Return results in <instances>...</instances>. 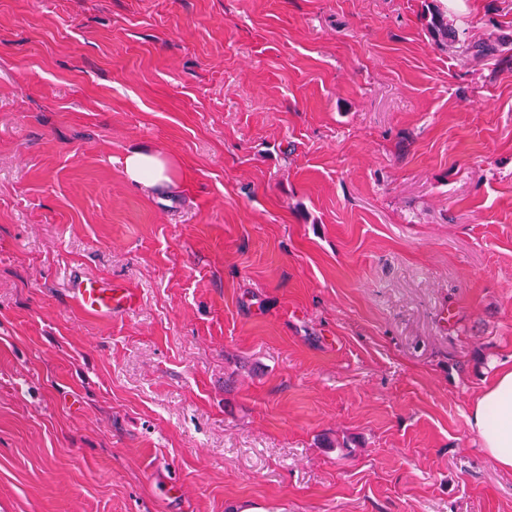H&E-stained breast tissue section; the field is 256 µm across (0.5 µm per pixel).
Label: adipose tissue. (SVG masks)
Segmentation results:
<instances>
[{
    "instance_id": "1",
    "label": "adipose tissue",
    "mask_w": 512,
    "mask_h": 512,
    "mask_svg": "<svg viewBox=\"0 0 512 512\" xmlns=\"http://www.w3.org/2000/svg\"><path fill=\"white\" fill-rule=\"evenodd\" d=\"M125 178L151 188L171 183L173 168L162 154L134 150L123 159ZM470 426L486 456L500 469L512 471V367L497 370L470 410Z\"/></svg>"
}]
</instances>
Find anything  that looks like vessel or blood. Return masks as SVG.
Listing matches in <instances>:
<instances>
[{
  "label": "vessel or blood",
  "mask_w": 512,
  "mask_h": 512,
  "mask_svg": "<svg viewBox=\"0 0 512 512\" xmlns=\"http://www.w3.org/2000/svg\"><path fill=\"white\" fill-rule=\"evenodd\" d=\"M68 292L87 315L108 319L132 308L137 298L126 288L90 278L82 274L70 277Z\"/></svg>",
  "instance_id": "b4317fda"
}]
</instances>
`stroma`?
Listing matches in <instances>:
<instances>
[{"instance_id": "obj_1", "label": "stroma", "mask_w": 512, "mask_h": 512, "mask_svg": "<svg viewBox=\"0 0 512 512\" xmlns=\"http://www.w3.org/2000/svg\"><path fill=\"white\" fill-rule=\"evenodd\" d=\"M505 365L512 0H0V512H512ZM424 19L427 29L435 38L446 42L455 40V30L448 24V19L442 12L428 9V15H424ZM125 178L145 188L170 184L173 168L169 160L160 153L133 150L123 159ZM68 293L85 314L102 319H112V315L132 308L137 301L128 288L112 286L82 274L69 278ZM469 423L486 456L498 468L512 471V367L498 369L478 394Z\"/></svg>"}]
</instances>
